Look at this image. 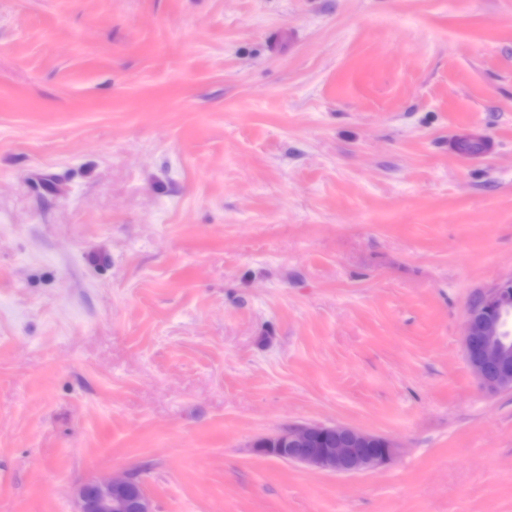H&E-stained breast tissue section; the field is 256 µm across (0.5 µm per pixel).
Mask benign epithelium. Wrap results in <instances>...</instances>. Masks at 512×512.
I'll use <instances>...</instances> for the list:
<instances>
[{
	"label": "benign epithelium",
	"instance_id": "obj_1",
	"mask_svg": "<svg viewBox=\"0 0 512 512\" xmlns=\"http://www.w3.org/2000/svg\"><path fill=\"white\" fill-rule=\"evenodd\" d=\"M507 315L512 316V278L483 293L466 318L464 358L490 394L512 390V339L502 330ZM265 445L286 462L336 474L383 468L396 452L390 439L339 423L289 426ZM77 512H153V506L142 483L129 475L82 484Z\"/></svg>",
	"mask_w": 512,
	"mask_h": 512
}]
</instances>
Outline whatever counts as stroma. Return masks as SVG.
Masks as SVG:
<instances>
[{
	"mask_svg": "<svg viewBox=\"0 0 512 512\" xmlns=\"http://www.w3.org/2000/svg\"><path fill=\"white\" fill-rule=\"evenodd\" d=\"M511 277L512 0H0V512H512ZM304 423L399 450L254 451ZM506 315L512 316V278L483 293L466 318L464 358L490 394L512 390V338L502 330ZM325 446L316 448V440ZM274 448H254L273 452L276 458L304 467L336 474L377 470L390 464L396 452L388 438L345 424H301L286 427L263 443ZM383 448H377L378 446ZM142 483L124 478L91 479L79 487L77 512H152Z\"/></svg>",
	"mask_w": 512,
	"mask_h": 512,
	"instance_id": "stroma-1",
	"label": "stroma"
}]
</instances>
